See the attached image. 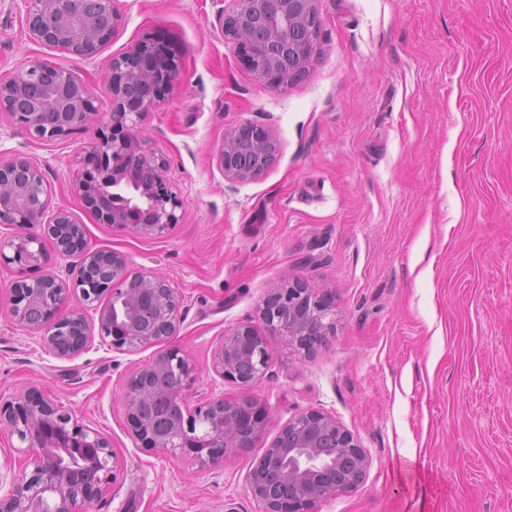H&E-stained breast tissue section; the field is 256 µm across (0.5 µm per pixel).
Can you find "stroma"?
Here are the masks:
<instances>
[{
    "label": "stroma",
    "mask_w": 512,
    "mask_h": 512,
    "mask_svg": "<svg viewBox=\"0 0 512 512\" xmlns=\"http://www.w3.org/2000/svg\"><path fill=\"white\" fill-rule=\"evenodd\" d=\"M233 0H116L120 21L91 59L30 40L24 0H0V75L32 56L65 63L111 101L112 58L151 36L179 61L174 90L145 116L150 147L184 200L159 237L100 223L72 190L88 139L29 137L0 112V158L46 173L51 206L96 249L151 269L181 297L174 336L134 351L93 334L78 356L45 352L11 318L14 265L0 264V399L34 390L109 438L116 481L89 512H259L254 461L295 416L319 411L364 448L355 488L313 512H512V0H319L318 52L281 89L256 79L221 33ZM244 124L271 130L277 162L225 180L214 151ZM326 295L336 333L309 356L270 337L274 362L249 389L212 369L224 332L256 321L284 272ZM176 348L189 408L249 396L261 434L215 465L144 451L128 378Z\"/></svg>",
    "instance_id": "1"
}]
</instances>
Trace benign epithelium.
I'll list each match as a JSON object with an SVG mask.
<instances>
[{"label":"benign epithelium","mask_w":512,"mask_h":512,"mask_svg":"<svg viewBox=\"0 0 512 512\" xmlns=\"http://www.w3.org/2000/svg\"><path fill=\"white\" fill-rule=\"evenodd\" d=\"M319 0H234L222 14L224 39L271 89L301 79L316 52ZM113 0H25V26L31 40L64 55L89 59L105 46L118 25ZM179 64L164 42L146 37L112 59L105 87L112 110L103 122L99 96L71 69L28 60L0 79V112L8 113L30 137L51 141L93 128L84 148L91 169L73 183L74 192L103 224L158 237L179 223L184 201L166 185L167 164L148 147L141 122L173 89ZM275 135L254 125L226 134L214 158L231 183L254 180L276 161ZM122 193L123 199L115 194ZM0 224L46 225L47 233L17 232L0 237V262L24 271L46 261L45 240L79 266L76 279L54 273L24 276L12 285L11 316L20 327L41 333L44 350L72 358L87 346L91 325L87 308L107 295L97 311L100 335L117 350H134L163 341L176 332L180 296L153 270L128 274L126 257L85 246L84 229L69 212L50 209L46 177L38 163L17 154L0 159ZM53 297L41 323L28 317L29 303ZM81 305L62 311L70 294ZM261 326L240 323L216 346L215 373L246 389L273 362L268 337L279 336L305 353L336 333L332 304L287 275L258 306ZM177 370L190 374L186 356L174 348L160 352L128 379L125 407L128 429L141 448L175 460L205 466L238 448H247L263 430L266 413L250 397L214 398L189 412L183 389L167 392L149 384L151 376ZM0 425L8 426L31 450L28 467L19 468L0 512H87L109 479H117L119 461L110 441L43 396L23 394L0 401ZM333 437L338 456L319 454L322 437ZM366 451L332 417L302 413L281 430L280 438L256 460L249 492L260 512H310L318 502L348 491L364 479Z\"/></svg>","instance_id":"obj_1"}]
</instances>
